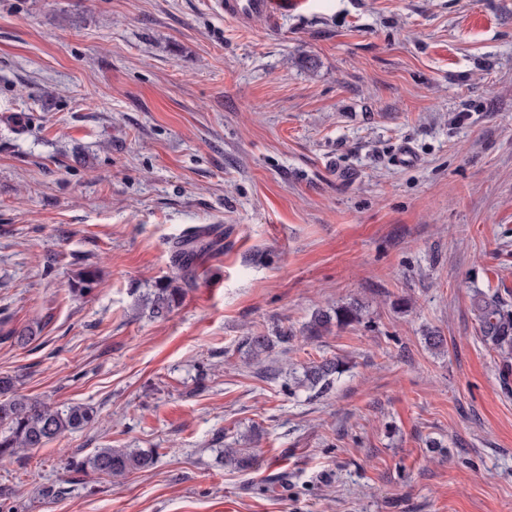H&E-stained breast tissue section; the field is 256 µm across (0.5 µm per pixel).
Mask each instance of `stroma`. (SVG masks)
I'll return each mask as SVG.
<instances>
[{
  "mask_svg": "<svg viewBox=\"0 0 512 512\" xmlns=\"http://www.w3.org/2000/svg\"><path fill=\"white\" fill-rule=\"evenodd\" d=\"M478 290L512 310V0H307L246 29L211 0H0V376L99 414L0 468V512H512ZM353 301L361 323L306 339ZM283 331L253 363L246 336ZM333 357L331 391L289 390ZM103 447L154 463L67 470ZM192 242H182L180 249L177 251V256L182 262V266L185 269L182 282H177L176 279L168 280L167 282L161 283L158 288H155L153 298L150 300V311L155 317L166 316L173 306L179 303L183 296L184 288L180 284L188 285V264L185 261L186 253L183 247L192 244ZM187 276V277H186Z\"/></svg>",
  "mask_w": 512,
  "mask_h": 512,
  "instance_id": "stroma-1",
  "label": "stroma"
}]
</instances>
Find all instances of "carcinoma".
Returning a JSON list of instances; mask_svg holds the SVG:
<instances>
[{
	"label": "carcinoma",
	"instance_id": "carcinoma-1",
	"mask_svg": "<svg viewBox=\"0 0 512 512\" xmlns=\"http://www.w3.org/2000/svg\"><path fill=\"white\" fill-rule=\"evenodd\" d=\"M101 279L99 271L93 266L80 268L75 274V286L79 294L84 295L98 287ZM182 282L171 279L155 289L150 300V311L155 317L166 316L183 296ZM475 311L482 332L500 354L506 356L512 352V311L504 308L498 299L481 298L475 303ZM362 321V309L356 303L336 306L333 312H318L307 326V338L318 339L330 331L331 327H347ZM288 339L279 335L272 339L265 335L246 337L252 359L261 362L272 350L275 341ZM347 362L338 358H325L312 361L304 366L302 378L298 384L322 394L330 390L334 381L348 371ZM97 411L86 404L72 405L61 409L53 404L31 398L18 392L13 378L0 377V466H6L12 460L30 450L43 448L57 441L65 434L85 429L94 424ZM250 455L242 448H225L221 451V462L245 467ZM153 465V456L137 449L98 448L90 456L81 460L72 459L68 467L73 472L89 471L98 476H107L119 480L128 474Z\"/></svg>",
	"mask_w": 512,
	"mask_h": 512
}]
</instances>
